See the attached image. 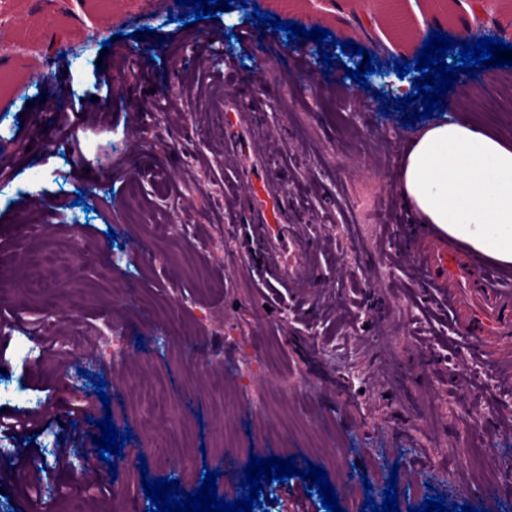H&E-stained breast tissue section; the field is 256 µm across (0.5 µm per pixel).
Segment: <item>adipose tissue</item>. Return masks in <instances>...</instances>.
<instances>
[{
  "label": "adipose tissue",
  "mask_w": 512,
  "mask_h": 512,
  "mask_svg": "<svg viewBox=\"0 0 512 512\" xmlns=\"http://www.w3.org/2000/svg\"><path fill=\"white\" fill-rule=\"evenodd\" d=\"M397 195L416 223L512 267V145L468 113L410 138Z\"/></svg>",
  "instance_id": "ef3b65f1"
}]
</instances>
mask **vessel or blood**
I'll return each mask as SVG.
<instances>
[{"mask_svg":"<svg viewBox=\"0 0 512 512\" xmlns=\"http://www.w3.org/2000/svg\"><path fill=\"white\" fill-rule=\"evenodd\" d=\"M224 145L240 159L238 175L252 186L247 203L253 223L263 225L262 245L251 260L269 287H301L315 269V252L289 233V218L267 187V158L251 142L253 114L242 100L222 95ZM420 282L448 306L451 320L474 341L489 367L512 371V278L486 267L475 269L454 248L422 233L408 244Z\"/></svg>","mask_w":512,"mask_h":512,"instance_id":"obj_1","label":"vessel or blood"}]
</instances>
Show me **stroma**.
I'll list each match as a JSON object with an SVG mask.
<instances>
[{"instance_id": "stroma-1", "label": "stroma", "mask_w": 512, "mask_h": 512, "mask_svg": "<svg viewBox=\"0 0 512 512\" xmlns=\"http://www.w3.org/2000/svg\"><path fill=\"white\" fill-rule=\"evenodd\" d=\"M112 3L111 46L53 59L52 83L24 82L0 105V145L16 171L0 180V409L71 403L57 381L69 361L89 379V418L111 416L132 434L116 480L80 491L69 449L91 447L90 432L60 419L36 434L32 451L59 487L49 512H126L145 502V477L196 491L203 470L223 472L228 430L246 455L324 468L343 512L382 504L391 483L400 512L435 495L512 512V378L487 387L485 361L446 306L423 298L413 256L396 247L412 221L395 190L402 153L428 121L403 125L345 74L361 58L341 43L366 49L387 31L376 0H348L346 19L328 0L285 11L256 0L283 22L329 30V66L313 64L310 41L278 40L238 2L189 26L160 17L142 39L130 0ZM244 26L254 33L245 53L228 45ZM494 74L481 70L491 85L473 115L512 142V84ZM104 77L122 88L99 96ZM223 89L255 97L251 137L272 163L271 188L319 249L304 287H263L247 266L249 188L209 105ZM76 97L92 121L119 123L109 154L83 140L80 166L54 122ZM28 225L39 233L13 261ZM101 336L122 337L125 355L100 362ZM340 453L350 492L329 465Z\"/></svg>"}]
</instances>
